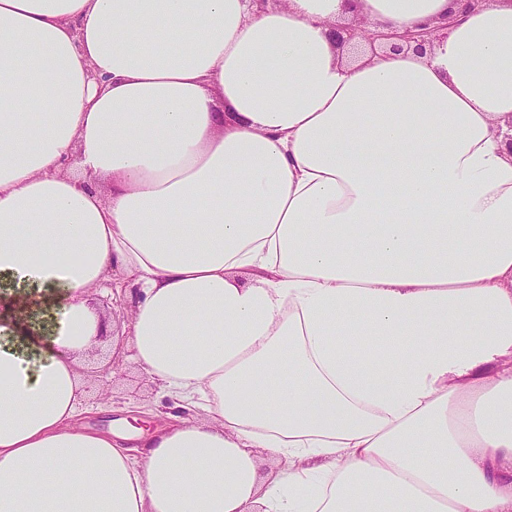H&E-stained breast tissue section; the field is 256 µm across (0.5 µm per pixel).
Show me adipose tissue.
I'll return each instance as SVG.
<instances>
[{
	"mask_svg": "<svg viewBox=\"0 0 512 512\" xmlns=\"http://www.w3.org/2000/svg\"><path fill=\"white\" fill-rule=\"evenodd\" d=\"M454 7L0 0V512H512V0L336 42ZM100 288L154 428L78 422ZM343 32H345L346 37H344L341 33V31L336 30V36L337 41L342 45L346 43H351L352 41H355L356 38L361 37L363 39H366L368 42L370 49L373 50L375 48V42L381 41V40H390V39H399L404 40L408 43H415V49L417 51H423L425 49L426 44H430L432 38V32L435 29L430 30L429 28L420 29L418 31H415L413 33H405L404 35H397L394 33H382V32H368L365 30V28L358 29L354 27H345L341 29ZM359 31V32H358ZM4 289L5 288H0V315L4 310H8L7 312L12 326L19 324L25 326L27 329H31L32 325L36 326L37 322L40 323L38 313L30 306L31 303L25 295L14 294L10 296L12 301L9 302V306L6 308L3 301Z\"/></svg>",
	"mask_w": 512,
	"mask_h": 512,
	"instance_id": "obj_1",
	"label": "adipose tissue"
}]
</instances>
